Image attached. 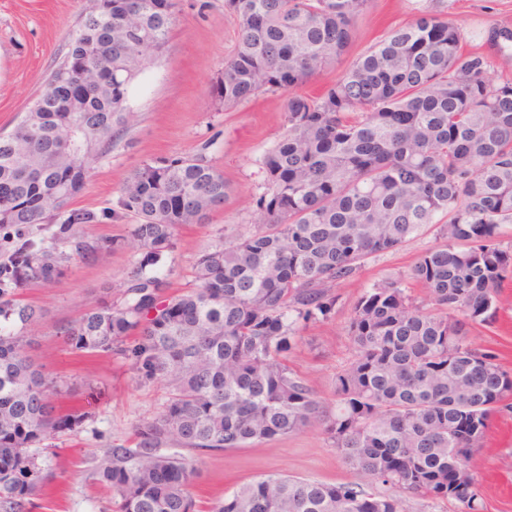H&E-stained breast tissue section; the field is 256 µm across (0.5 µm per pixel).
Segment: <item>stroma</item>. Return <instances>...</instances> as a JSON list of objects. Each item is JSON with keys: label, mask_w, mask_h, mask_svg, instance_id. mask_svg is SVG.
<instances>
[{"label": "stroma", "mask_w": 512, "mask_h": 512, "mask_svg": "<svg viewBox=\"0 0 512 512\" xmlns=\"http://www.w3.org/2000/svg\"><path fill=\"white\" fill-rule=\"evenodd\" d=\"M87 5L88 0H0V132L10 131L28 111L65 54ZM429 6L462 30L461 46L467 51L487 50L484 34L491 25L512 24V0H371L357 23L348 58H356ZM236 40L237 25L224 0H176L165 49L150 58L131 87L127 110L132 121L115 132L70 203L96 215V223L86 227L90 236L107 243L121 240V248L96 260L72 258L55 281L31 283L18 291L22 302L43 314L30 355L59 384L74 387L73 397L62 402L64 409L86 414L79 428L50 441L46 478L28 512H110L111 492L94 484L90 474L107 448L128 440L134 423L157 411L164 395L162 386L136 384L123 359L76 355L58 334L61 325L118 292L128 269L143 257L129 235L133 217L112 214L132 171L146 161L202 153L230 185L223 207L211 212L206 223L181 228L173 251L160 259L158 267L172 289L190 281L196 256L217 244L220 234H246L262 223L255 204L263 191L260 162L286 131L284 96L264 94L224 109L217 82ZM436 243L434 231L425 230L400 248L373 256L359 273L336 284V305L327 319L299 323L287 362L307 380L323 407L334 405L336 377L355 356L348 334L354 304L374 285L397 279L406 281L416 303H428V289L412 281L410 273ZM496 306L493 321L472 329L471 339L495 351L503 368L512 372V275L503 281ZM192 457L200 468L194 488L198 512H209L240 485L270 474L326 484L361 481L318 425L244 448L196 451ZM470 468L478 479L484 512H512V413L493 421Z\"/></svg>", "instance_id": "35a3bbf8"}]
</instances>
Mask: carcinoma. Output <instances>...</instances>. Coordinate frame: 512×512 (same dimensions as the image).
Wrapping results in <instances>:
<instances>
[{"instance_id":"carcinoma-1","label":"carcinoma","mask_w":512,"mask_h":512,"mask_svg":"<svg viewBox=\"0 0 512 512\" xmlns=\"http://www.w3.org/2000/svg\"><path fill=\"white\" fill-rule=\"evenodd\" d=\"M370 0H224L238 26L219 79L229 108L265 93L285 96L286 133L262 158L265 223L224 238L194 260L193 281L169 291L152 270L179 227L203 224L228 196L205 156L145 162L117 204L136 218L144 252L120 296L59 327L81 353L118 355L140 386L166 388L158 411L114 444L92 478L116 512H197L199 477L188 451L242 448L319 423L365 478L482 512L469 462L491 418L512 411V374L470 329L491 322L512 250V80L491 59L462 50V31L424 9L359 55L317 96L294 89L341 63ZM175 0H90L63 59L45 81L38 112L0 135V226L15 230L0 264V512H25L44 480L31 447L80 424L61 412L58 386L27 353L41 311L22 284L47 282L73 256L103 250L69 209L90 164L129 123L125 103L145 54L164 50ZM486 42L512 57V27ZM67 211L51 236L44 225ZM443 243L411 278L431 307L385 281L356 303L348 326L354 359L336 377V411L322 409L288 367L297 324L328 317L332 288L368 259L425 226ZM211 512H403L359 484L271 474L244 484Z\"/></svg>"}]
</instances>
